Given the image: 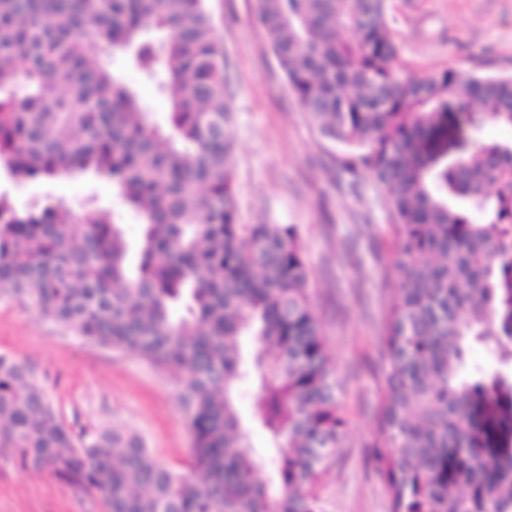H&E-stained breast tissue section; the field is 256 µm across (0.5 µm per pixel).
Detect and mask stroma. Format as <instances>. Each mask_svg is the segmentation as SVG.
<instances>
[{"instance_id": "stroma-1", "label": "stroma", "mask_w": 512, "mask_h": 512, "mask_svg": "<svg viewBox=\"0 0 512 512\" xmlns=\"http://www.w3.org/2000/svg\"><path fill=\"white\" fill-rule=\"evenodd\" d=\"M398 63L411 74L456 68L512 75V0H391ZM224 46L234 113L235 190L240 221L295 224L313 274L312 304L342 386L348 428L324 479V512H389L369 445L383 383L382 313L398 286L387 221L371 187L360 195L336 187L334 145L322 140L295 100L254 20L255 0H210ZM115 75L137 89L149 120L169 126V104L117 52ZM449 159L479 144L512 143V127L492 122L449 127ZM0 195L17 209L62 203L104 211L130 243L140 220L111 180L93 173L19 183L0 171ZM0 353L26 362L58 414L74 429L112 427L137 433L169 465L185 460L191 435L172 376L139 358L64 333L26 302L0 299ZM0 512H103L100 500L20 468L0 450Z\"/></svg>"}]
</instances>
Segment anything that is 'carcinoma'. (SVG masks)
I'll return each mask as SVG.
<instances>
[{
	"label": "carcinoma",
	"mask_w": 512,
	"mask_h": 512,
	"mask_svg": "<svg viewBox=\"0 0 512 512\" xmlns=\"http://www.w3.org/2000/svg\"><path fill=\"white\" fill-rule=\"evenodd\" d=\"M207 2L0 0V169L17 182L93 169L144 226L134 262L97 210L74 224L60 204L19 211L0 196V297L170 373L192 437L172 467L134 434L76 432L0 353V448L106 512H322L346 426L336 368L298 226L240 223ZM255 12L309 122L339 148L336 169L355 195L373 184L394 240L370 445L390 512H512V320L499 306L512 290V144L440 169L425 152L460 116L512 127V77L405 73L390 0H256ZM111 50L167 98V130L112 73ZM475 345L501 366L470 368Z\"/></svg>",
	"instance_id": "1"
}]
</instances>
